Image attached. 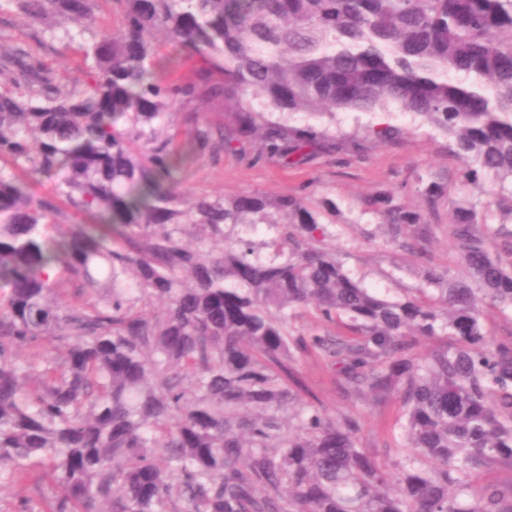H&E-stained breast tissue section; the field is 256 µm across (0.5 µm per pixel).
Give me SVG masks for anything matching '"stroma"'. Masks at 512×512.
Here are the masks:
<instances>
[{
	"mask_svg": "<svg viewBox=\"0 0 512 512\" xmlns=\"http://www.w3.org/2000/svg\"><path fill=\"white\" fill-rule=\"evenodd\" d=\"M40 58L56 78L60 90H68L84 67L77 43L50 42ZM234 114L223 100L190 102L171 118V130L180 147H187L195 124L221 131L232 125ZM295 126L313 125L342 137L345 147L339 154L314 155L302 165L288 167L255 157L252 139H241L237 155L223 150L195 156L182 172L181 189L198 196L264 193L275 197L304 199L309 207L320 208L331 201L335 212L323 215L336 247L351 275L366 287L390 298L401 295L420 280L421 269L414 258L386 244V216L373 203L378 191L393 194L412 208L421 207L419 188L437 182L451 190L450 198L474 199V187L462 185V165L449 151L448 138L423 119L392 106L376 112H339L312 117L299 112L291 117ZM388 126L395 134L387 140L375 139L371 128ZM450 198L440 199L431 217L437 229L430 247L435 264L456 265V250L448 235ZM287 387L302 401L321 407L330 417L355 410L361 416L358 445L378 460L389 463L401 455L403 407L400 399L385 403L356 404L337 387L336 372L325 360L305 354L282 374Z\"/></svg>",
	"mask_w": 512,
	"mask_h": 512,
	"instance_id": "35a3bbf8",
	"label": "stroma"
}]
</instances>
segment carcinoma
Wrapping results in <instances>:
<instances>
[{"mask_svg": "<svg viewBox=\"0 0 512 512\" xmlns=\"http://www.w3.org/2000/svg\"><path fill=\"white\" fill-rule=\"evenodd\" d=\"M11 2L80 22L94 0ZM121 2L67 94L0 43V80L26 87L0 89V488L38 492L13 512H512V483L477 481L512 464V331L483 327L490 309L512 320V230L460 199L453 275L429 262L428 216L378 193L390 242L422 263L388 299L310 245L326 227L303 199L177 190L191 154L246 136L289 166L342 150L292 113L396 104L512 213V0ZM159 34L200 61L199 85L158 74ZM199 96L232 104L235 126H198L179 151L170 117ZM39 181L91 223L58 231ZM257 224L274 236L243 234ZM155 299L167 309L149 318ZM302 309L306 333L290 327ZM297 353L327 360L349 398H400L395 469L358 448L354 416L295 408L281 372Z\"/></svg>", "mask_w": 512, "mask_h": 512, "instance_id": "1", "label": "carcinoma"}]
</instances>
